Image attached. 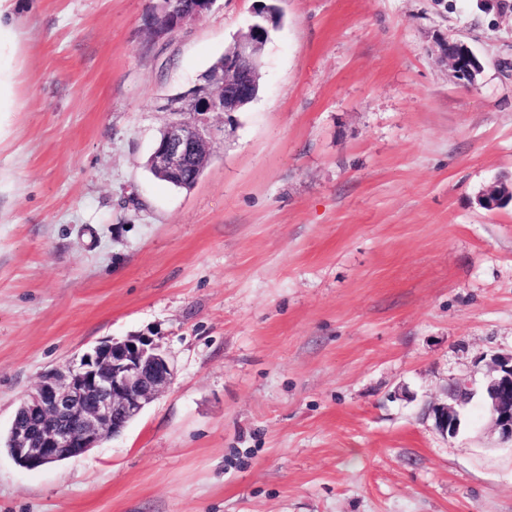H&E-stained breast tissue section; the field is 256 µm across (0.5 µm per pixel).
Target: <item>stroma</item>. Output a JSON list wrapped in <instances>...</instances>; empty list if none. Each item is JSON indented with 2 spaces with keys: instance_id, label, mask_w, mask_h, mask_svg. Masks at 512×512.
Instances as JSON below:
<instances>
[{
  "instance_id": "obj_1",
  "label": "stroma",
  "mask_w": 512,
  "mask_h": 512,
  "mask_svg": "<svg viewBox=\"0 0 512 512\" xmlns=\"http://www.w3.org/2000/svg\"><path fill=\"white\" fill-rule=\"evenodd\" d=\"M276 0L258 97L191 188L146 166L257 0L172 35L150 0H16L0 112V441L42 375L147 334L168 391L0 512H512V0ZM481 58L458 82L439 44ZM467 379L456 436L430 408ZM505 200L512 201L511 187L496 181L483 190L477 201L478 205L483 209L484 207H494ZM490 373L485 393L490 401L492 427L503 441L512 442V354L494 356Z\"/></svg>"
}]
</instances>
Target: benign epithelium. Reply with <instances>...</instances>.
Instances as JSON below:
<instances>
[{"label":"benign epithelium","mask_w":512,"mask_h":512,"mask_svg":"<svg viewBox=\"0 0 512 512\" xmlns=\"http://www.w3.org/2000/svg\"><path fill=\"white\" fill-rule=\"evenodd\" d=\"M216 0H196L193 11L182 13L174 0H154L148 27L154 34H172L202 18ZM264 43V33L254 25L240 34L224 69L213 72L175 101L167 104L170 119L150 155V165L167 176H177L189 166L205 164L215 138L211 117L229 116L254 99L259 74L252 64ZM440 50L455 79L476 83L482 66L468 46L445 39ZM512 201V188L496 181L478 197V205L494 207ZM485 387L492 427L504 441L512 442V354L498 355L490 365ZM174 376L167 353L149 336L107 340L85 352L79 360L46 372L36 389L20 403L11 423L14 448L29 468L56 463L61 451L81 456L121 433L145 406L163 395ZM470 384L457 379L450 384V402L431 408L436 427L454 436L461 425L459 407L466 403Z\"/></svg>","instance_id":"benign-epithelium-1"}]
</instances>
